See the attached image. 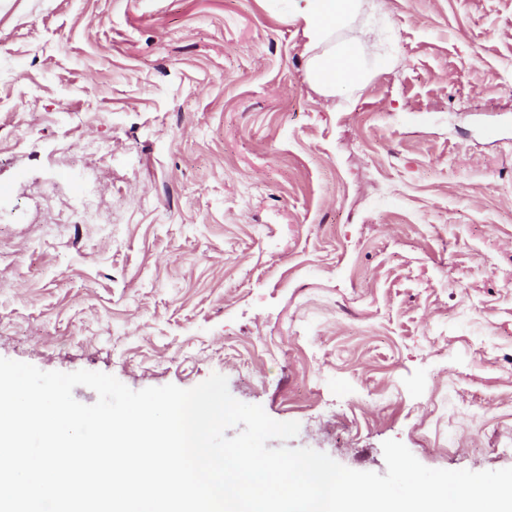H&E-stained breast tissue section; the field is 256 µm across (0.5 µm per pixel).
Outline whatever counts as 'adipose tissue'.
Masks as SVG:
<instances>
[{"mask_svg":"<svg viewBox=\"0 0 512 512\" xmlns=\"http://www.w3.org/2000/svg\"><path fill=\"white\" fill-rule=\"evenodd\" d=\"M360 9V0H294L293 17L303 25V34L314 54L308 62L307 77L319 89L329 92L341 85L364 82L354 48L343 45L337 50L317 54L337 26L346 23Z\"/></svg>","mask_w":512,"mask_h":512,"instance_id":"adipose-tissue-1","label":"adipose tissue"}]
</instances>
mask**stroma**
Here are the masks:
<instances>
[{
	"mask_svg": "<svg viewBox=\"0 0 512 512\" xmlns=\"http://www.w3.org/2000/svg\"><path fill=\"white\" fill-rule=\"evenodd\" d=\"M291 11L0 0V357L512 467V0H362L331 95ZM307 77L313 85L326 92L341 85L357 86L365 80L355 49L346 45L329 53L311 56Z\"/></svg>",
	"mask_w": 512,
	"mask_h": 512,
	"instance_id": "1",
	"label": "stroma"
}]
</instances>
